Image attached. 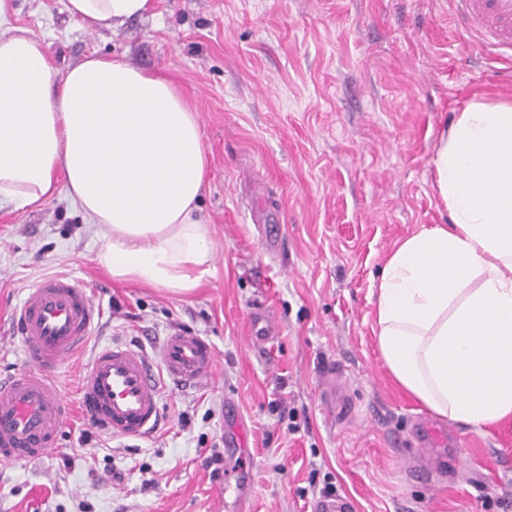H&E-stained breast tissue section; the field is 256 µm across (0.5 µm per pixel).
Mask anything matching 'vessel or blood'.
<instances>
[{
  "label": "vessel or blood",
  "instance_id": "b4317fda",
  "mask_svg": "<svg viewBox=\"0 0 512 512\" xmlns=\"http://www.w3.org/2000/svg\"><path fill=\"white\" fill-rule=\"evenodd\" d=\"M468 32L470 52L512 57V0H449ZM100 309L79 280L47 276L28 288L15 316L28 366L0 379V461H35L51 452L69 418L57 368L83 351ZM217 351L204 336L178 329L156 358L111 342L99 346L79 382L84 417L112 438L154 431L165 380L184 386L213 377Z\"/></svg>",
  "mask_w": 512,
  "mask_h": 512
}]
</instances>
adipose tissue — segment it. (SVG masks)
Returning <instances> with one entry per match:
<instances>
[{
    "label": "adipose tissue",
    "mask_w": 512,
    "mask_h": 512,
    "mask_svg": "<svg viewBox=\"0 0 512 512\" xmlns=\"http://www.w3.org/2000/svg\"><path fill=\"white\" fill-rule=\"evenodd\" d=\"M70 18L115 28L154 0H66ZM446 224L388 256L375 306L394 380L434 414L475 430L512 420V102L471 100L436 145ZM207 160L195 109L170 82L93 55L57 73L24 27L0 35V202L65 192L98 227L114 278L178 294L210 259L196 217Z\"/></svg>",
    "instance_id": "ef3b65f1"
}]
</instances>
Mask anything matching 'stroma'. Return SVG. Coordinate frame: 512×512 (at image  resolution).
Masks as SVG:
<instances>
[{
    "instance_id": "stroma-1",
    "label": "stroma",
    "mask_w": 512,
    "mask_h": 512,
    "mask_svg": "<svg viewBox=\"0 0 512 512\" xmlns=\"http://www.w3.org/2000/svg\"><path fill=\"white\" fill-rule=\"evenodd\" d=\"M65 0H0V33L40 37L59 71L93 53L174 83L198 113L208 161L201 219L208 272L190 294L121 282L65 194L35 209L0 204V374L24 361L4 330L27 288L78 278L102 311L60 367L78 399L99 345L152 349L186 327L217 350L204 388H169L149 437L112 439L73 412L58 448L0 464V512H312L325 491L356 512H512V421L477 432L439 419L450 469L408 468L427 408L391 377L374 305L385 261L422 226L446 224L433 188L441 135L472 99H512L493 64L463 49L448 0H157L154 15L87 30ZM273 341L248 340L254 313ZM343 370L353 414L333 420L327 371ZM236 417H228L225 403ZM218 453L224 474L204 459Z\"/></svg>"
}]
</instances>
